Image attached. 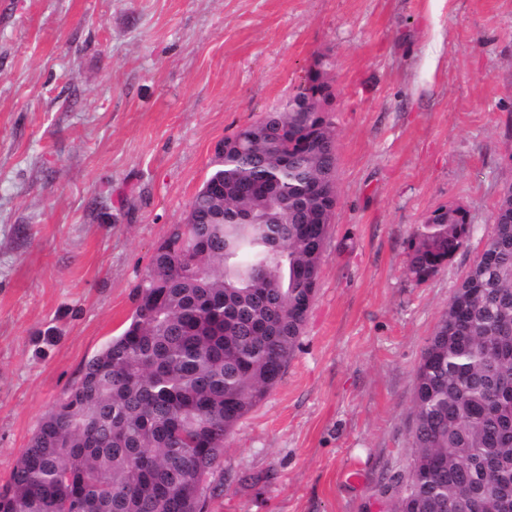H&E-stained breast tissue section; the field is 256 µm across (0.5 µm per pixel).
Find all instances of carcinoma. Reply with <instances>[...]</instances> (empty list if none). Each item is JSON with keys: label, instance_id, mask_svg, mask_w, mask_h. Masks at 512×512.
I'll return each instance as SVG.
<instances>
[{"label": "carcinoma", "instance_id": "1", "mask_svg": "<svg viewBox=\"0 0 512 512\" xmlns=\"http://www.w3.org/2000/svg\"><path fill=\"white\" fill-rule=\"evenodd\" d=\"M275 111L221 141L183 224L155 248L129 324L47 413L0 488V512H207L224 437L281 379L302 334L333 212L335 129ZM246 215L249 221L240 217ZM440 209L410 271L435 274L471 234ZM415 452L391 512H493L512 495V184L414 376Z\"/></svg>", "mask_w": 512, "mask_h": 512}]
</instances>
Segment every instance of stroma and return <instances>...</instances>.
<instances>
[{
	"label": "stroma",
	"instance_id": "1",
	"mask_svg": "<svg viewBox=\"0 0 512 512\" xmlns=\"http://www.w3.org/2000/svg\"><path fill=\"white\" fill-rule=\"evenodd\" d=\"M338 202L279 382L224 439L210 512H387L414 375L512 183V0H0V485L133 312L215 146L315 59ZM439 208L467 246L408 270Z\"/></svg>",
	"mask_w": 512,
	"mask_h": 512
}]
</instances>
